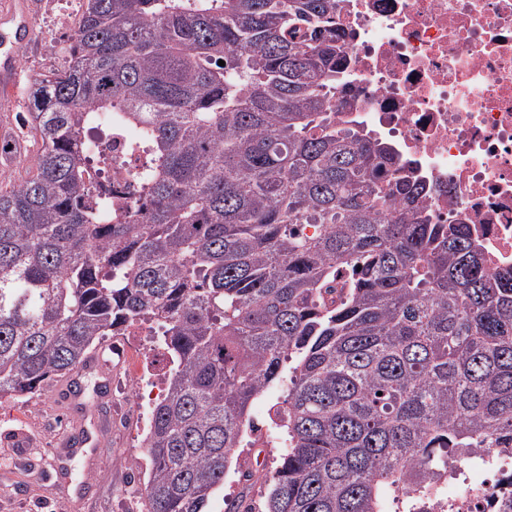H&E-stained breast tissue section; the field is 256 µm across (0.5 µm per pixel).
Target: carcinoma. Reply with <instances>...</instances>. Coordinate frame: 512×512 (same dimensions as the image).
Segmentation results:
<instances>
[{"mask_svg": "<svg viewBox=\"0 0 512 512\" xmlns=\"http://www.w3.org/2000/svg\"><path fill=\"white\" fill-rule=\"evenodd\" d=\"M337 10L86 0L67 65L29 90L33 173L0 178V399L158 324L141 512H207L274 386L268 493L225 512H415L471 449L512 452V270L431 223L387 142L336 122ZM114 130L140 159L119 208L90 176ZM19 164L0 142V172ZM280 395V390L271 389L252 401L249 407V416L257 427L266 430L271 423L270 416H272V412L270 408Z\"/></svg>", "mask_w": 512, "mask_h": 512, "instance_id": "carcinoma-1", "label": "carcinoma"}]
</instances>
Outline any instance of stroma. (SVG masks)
Wrapping results in <instances>:
<instances>
[{
    "instance_id": "stroma-1",
    "label": "stroma",
    "mask_w": 512,
    "mask_h": 512,
    "mask_svg": "<svg viewBox=\"0 0 512 512\" xmlns=\"http://www.w3.org/2000/svg\"><path fill=\"white\" fill-rule=\"evenodd\" d=\"M32 17L33 33L21 45L23 58L19 80L9 88L0 87V134L15 141L25 160L36 147L27 133L18 128V113L27 111V90L39 75L65 66L63 35L74 30L81 15L80 0H25ZM22 165L13 168L14 182L25 176ZM148 360L154 372H163L165 363L156 352L146 357L130 355L112 368V392L95 395L98 375L84 372L78 378L83 391L73 409L57 405L54 391H46L22 401H0V512H126V501L137 495L148 467L141 432L132 419L135 411L128 395L142 377L141 360ZM80 421L89 436L105 428L106 441L89 451L62 453L55 467L41 470L38 484H30L27 473L35 453L46 451V431L61 435ZM264 455L266 467H274L277 449L257 450L249 445L235 449L231 469L216 491L209 512H224L225 499L239 495L242 485L237 468L254 467L257 455Z\"/></svg>"
}]
</instances>
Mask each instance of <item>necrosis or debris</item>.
I'll list each match as a JSON object with an SVG mask.
<instances>
[{"label":"necrosis or debris","mask_w":512,"mask_h":512,"mask_svg":"<svg viewBox=\"0 0 512 512\" xmlns=\"http://www.w3.org/2000/svg\"><path fill=\"white\" fill-rule=\"evenodd\" d=\"M344 115L387 138L426 186L436 224H465L496 270L512 269V0H340ZM94 181L130 193L122 135ZM434 512H512V455L473 449Z\"/></svg>","instance_id":"necrosis-or-debris-1"}]
</instances>
